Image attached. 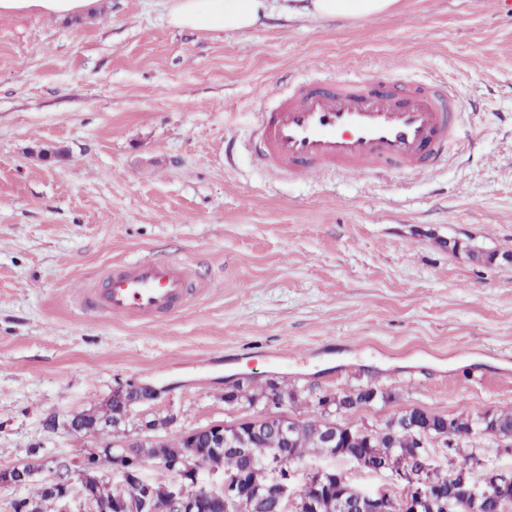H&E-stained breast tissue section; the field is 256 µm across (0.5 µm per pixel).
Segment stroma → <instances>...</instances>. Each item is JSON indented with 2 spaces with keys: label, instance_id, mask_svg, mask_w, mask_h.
Listing matches in <instances>:
<instances>
[{
  "label": "stroma",
  "instance_id": "35a3bbf8",
  "mask_svg": "<svg viewBox=\"0 0 512 512\" xmlns=\"http://www.w3.org/2000/svg\"><path fill=\"white\" fill-rule=\"evenodd\" d=\"M170 0H102L66 19H0V468L56 464L260 413L224 379L281 383L283 410L371 386L374 429L414 405L512 407V0H398L365 19L180 29ZM404 76L455 91L463 135L424 176L287 178L249 140L257 93L300 75ZM61 155H52V148ZM493 252L491 265L450 241ZM193 267L180 313L87 311L100 271L140 255ZM157 388L121 430L68 431L114 390Z\"/></svg>",
  "mask_w": 512,
  "mask_h": 512
}]
</instances>
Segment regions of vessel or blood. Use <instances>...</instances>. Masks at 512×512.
<instances>
[{"instance_id": "obj_1", "label": "vessel or blood", "mask_w": 512, "mask_h": 512, "mask_svg": "<svg viewBox=\"0 0 512 512\" xmlns=\"http://www.w3.org/2000/svg\"><path fill=\"white\" fill-rule=\"evenodd\" d=\"M457 101L447 87L400 79L390 64L370 75L293 83L257 115L250 146L288 176L320 169L423 175L444 162L457 138ZM192 272L152 255L113 264L87 308L130 320L176 310Z\"/></svg>"}]
</instances>
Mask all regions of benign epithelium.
Wrapping results in <instances>:
<instances>
[{
  "mask_svg": "<svg viewBox=\"0 0 512 512\" xmlns=\"http://www.w3.org/2000/svg\"><path fill=\"white\" fill-rule=\"evenodd\" d=\"M491 413L483 411L470 427L469 439L487 437L491 431L487 428ZM253 427L272 425L280 436L287 439L298 428V419L280 413H264L248 418ZM320 434L326 448L336 447V422L324 418L320 422ZM238 424H216L188 432V436L206 432L213 435V447L222 452L226 447H234L237 442L232 439ZM163 466L178 475L171 484L155 489L142 477L145 464L135 462L123 454L118 457L114 469L120 475V481L111 485L97 476L95 458L84 457L78 463L79 486H74L71 468L65 464L45 480L47 490L56 494L60 503L59 512H70L69 500L79 496L88 503L97 499L99 492L107 490L112 498L121 503L126 512H204L207 508L237 510L245 506V501L227 495L241 483L237 475L224 474L220 482L213 480V475L220 472V467L212 462H201L192 453V449L184 448L174 459L163 460ZM430 467V458L416 457L411 464L399 455H391L385 459H366L361 462L360 469L382 473L392 472L397 484L392 490L399 493L411 504L414 512H478L485 504L494 502L497 505L512 504V471L487 470L479 475L463 466H454L448 474V494H442L426 478ZM39 464L35 461L15 465L8 469H0V485L21 487L34 474L38 473ZM273 482L278 491L281 512H301L308 506L305 493L294 484L280 481L278 468H271ZM325 468L320 465L306 466L304 483L308 488L324 485ZM353 512H379V505L388 490L378 488L367 490L358 486L351 489Z\"/></svg>",
  "mask_w": 512,
  "mask_h": 512,
  "instance_id": "1",
  "label": "benign epithelium"
}]
</instances>
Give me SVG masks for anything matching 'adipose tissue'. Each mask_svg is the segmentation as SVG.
I'll return each mask as SVG.
<instances>
[{
    "instance_id": "obj_1",
    "label": "adipose tissue",
    "mask_w": 512,
    "mask_h": 512,
    "mask_svg": "<svg viewBox=\"0 0 512 512\" xmlns=\"http://www.w3.org/2000/svg\"><path fill=\"white\" fill-rule=\"evenodd\" d=\"M98 0H0V16L35 11L57 17H76L94 10ZM397 0H174L169 22L178 28L247 31L275 12L287 19H331L380 16Z\"/></svg>"
}]
</instances>
